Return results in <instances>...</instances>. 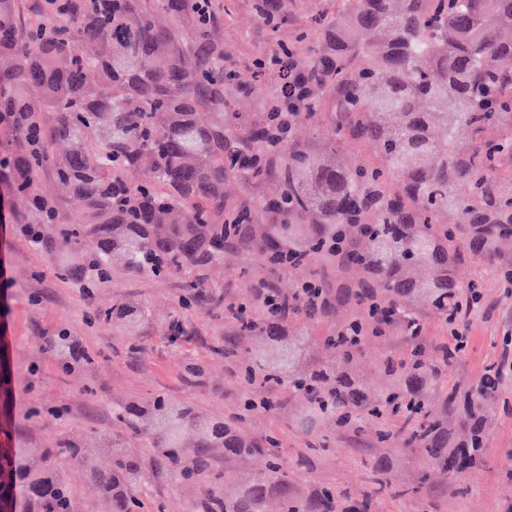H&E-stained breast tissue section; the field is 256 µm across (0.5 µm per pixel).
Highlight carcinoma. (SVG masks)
I'll return each mask as SVG.
<instances>
[{
  "label": "carcinoma",
  "instance_id": "carcinoma-1",
  "mask_svg": "<svg viewBox=\"0 0 512 512\" xmlns=\"http://www.w3.org/2000/svg\"><path fill=\"white\" fill-rule=\"evenodd\" d=\"M295 0H252L272 34ZM311 16L292 39L273 38L243 62L214 30L229 9L221 0H0V192L24 204L32 225L57 226L71 249L61 277L88 293L112 281V257L131 277H163L207 265L241 226L275 224L268 262L304 255L306 268L333 263L352 273L348 299L368 296L400 317L420 298L443 320L458 319L474 282L463 262L493 261L512 241V0H310ZM268 71L282 83L267 88ZM327 124L326 150L352 141L371 156L328 163L296 138L301 125ZM68 144L58 152L56 146ZM147 166L135 186L125 171ZM48 175L60 193L41 192ZM268 178L277 195L250 193ZM235 179L242 195L224 194ZM427 267L425 277L416 269ZM134 335L143 314L123 305L98 312ZM246 336L265 337L253 355L264 379L302 393L310 411L340 426L365 415L409 412L405 441L433 460L448 456V425L417 387L433 359L421 350L408 365L388 361L390 386L368 398L347 373L298 370L300 349L285 337L286 317L235 312ZM327 345L344 361L356 347ZM448 407L468 409L462 448L484 445L483 419L469 394L448 390ZM113 415L148 435L166 470L209 480L207 512H336L325 489L305 500L269 475L224 492L211 476L219 452L248 457L257 444L231 422L206 418L159 394ZM101 469L74 439L55 448L0 442V512H73L70 459L99 487L110 512H142L135 489L140 463L118 439Z\"/></svg>",
  "mask_w": 512,
  "mask_h": 512
}]
</instances>
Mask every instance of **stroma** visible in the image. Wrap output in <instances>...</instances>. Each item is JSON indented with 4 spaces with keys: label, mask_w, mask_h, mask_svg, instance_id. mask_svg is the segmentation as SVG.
I'll use <instances>...</instances> for the list:
<instances>
[{
    "label": "stroma",
    "mask_w": 512,
    "mask_h": 512,
    "mask_svg": "<svg viewBox=\"0 0 512 512\" xmlns=\"http://www.w3.org/2000/svg\"><path fill=\"white\" fill-rule=\"evenodd\" d=\"M234 55L249 57L265 33L255 19L251 0H233L231 13L218 30ZM0 213L9 219L0 230V336L7 337L4 355L14 372L7 424L18 448H53L63 438L80 441L107 463L106 441L120 436L149 476L138 490L143 512H196L202 482H186L158 465L146 435L118 423L117 407L155 393L176 404L192 405L200 414L235 419L249 439L277 443V461L288 475L289 496L306 498L328 489L356 504L372 498V512H512V374L502 375L495 396L481 401L485 445L476 466L442 468L419 448L400 441L381 442L370 419L340 428L330 416L310 417L306 401L288 385L247 383L255 337L238 335L223 306L239 302L251 284L265 281L282 294H292L301 271L266 261L270 225L245 226L242 239L223 258L163 278L117 274L112 282L85 294L75 281L56 272L65 251L55 242V227L43 228L46 243L32 246L12 219L9 199L0 195ZM461 279L481 277L483 299L467 324L468 346L422 387L434 412L456 427L461 414L449 411V388L468 389L494 366L512 363V293H506L493 265L459 267ZM201 280L209 304L183 308L178 298L187 281ZM125 303L145 314L133 336L96 318L97 310ZM353 315L347 299L334 302L316 321L290 316L289 338H304L309 366L333 361L326 337L337 335ZM188 334L168 336L173 317ZM420 337L408 336L402 321L385 335L362 341L348 370L370 395L384 385L381 365L400 360L416 346L436 355L448 344L449 326L438 314L423 313ZM65 332L91 357L79 370H64L50 342ZM44 415L29 413L32 405Z\"/></svg>",
    "instance_id": "stroma-1"
}]
</instances>
